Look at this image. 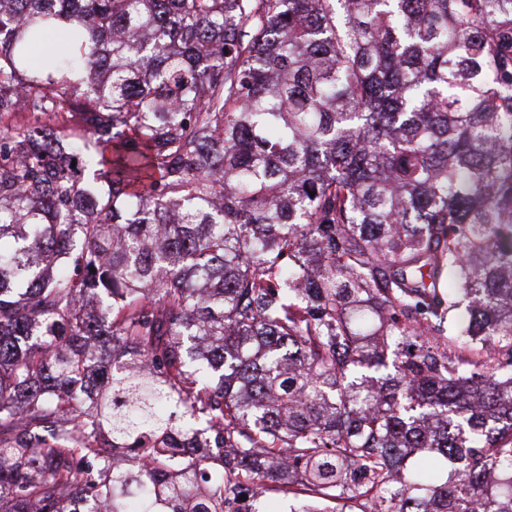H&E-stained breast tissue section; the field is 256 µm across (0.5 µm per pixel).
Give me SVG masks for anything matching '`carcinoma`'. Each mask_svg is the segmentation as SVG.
<instances>
[{
	"mask_svg": "<svg viewBox=\"0 0 512 512\" xmlns=\"http://www.w3.org/2000/svg\"><path fill=\"white\" fill-rule=\"evenodd\" d=\"M14 112L0 512H512V0H0Z\"/></svg>",
	"mask_w": 512,
	"mask_h": 512,
	"instance_id": "carcinoma-1",
	"label": "carcinoma"
}]
</instances>
